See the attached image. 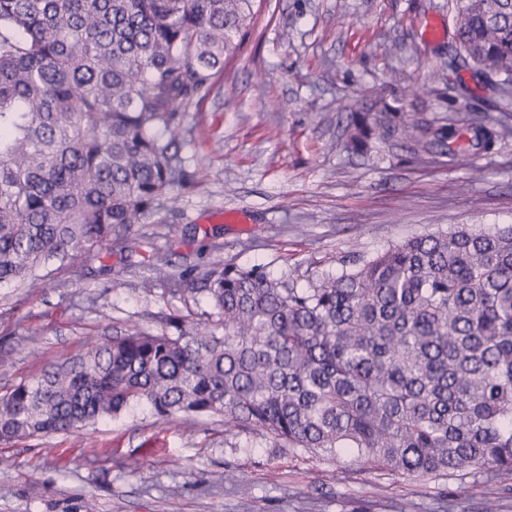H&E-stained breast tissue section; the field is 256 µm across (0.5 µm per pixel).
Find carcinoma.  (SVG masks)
Returning <instances> with one entry per match:
<instances>
[{"mask_svg":"<svg viewBox=\"0 0 512 512\" xmlns=\"http://www.w3.org/2000/svg\"><path fill=\"white\" fill-rule=\"evenodd\" d=\"M254 0H0V283L80 263L184 187L159 132L209 93ZM458 60L512 82V0H455ZM406 98L352 108L347 147L479 153L481 119L413 124ZM197 291L224 334L169 316L55 363L0 396V441L77 432L146 404L160 419L414 478L512 473V226L423 234L306 288L215 267Z\"/></svg>","mask_w":512,"mask_h":512,"instance_id":"obj_1","label":"carcinoma"}]
</instances>
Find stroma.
<instances>
[{
    "instance_id": "35a3bbf8",
    "label": "stroma",
    "mask_w": 512,
    "mask_h": 512,
    "mask_svg": "<svg viewBox=\"0 0 512 512\" xmlns=\"http://www.w3.org/2000/svg\"><path fill=\"white\" fill-rule=\"evenodd\" d=\"M249 33L201 103L178 116L184 186L112 246L0 286V395L136 323L209 305L191 282L263 267L298 287L412 236L512 225V137L418 159L347 147L355 100L430 88L413 120L466 127L512 113L504 77L454 61L455 0H255ZM512 512V475L419 481L228 436L212 417L137 406L72 434L0 441V512Z\"/></svg>"
}]
</instances>
